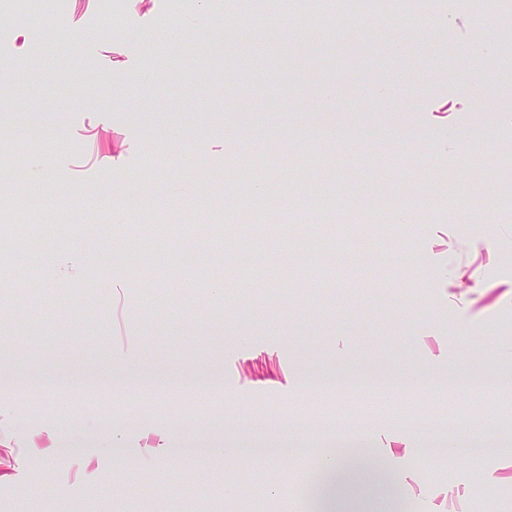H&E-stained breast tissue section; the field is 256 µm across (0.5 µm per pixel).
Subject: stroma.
Returning <instances> with one entry per match:
<instances>
[{
  "instance_id": "stroma-1",
  "label": "stroma",
  "mask_w": 512,
  "mask_h": 512,
  "mask_svg": "<svg viewBox=\"0 0 512 512\" xmlns=\"http://www.w3.org/2000/svg\"><path fill=\"white\" fill-rule=\"evenodd\" d=\"M225 3L0 12V512H249L244 474L283 482L293 458L246 449L300 438L313 463L327 435L398 483L342 512H437L448 488L512 512V36L476 0H410L390 30L295 14L231 41ZM134 182L153 210L105 221ZM246 202L262 229L180 230ZM355 203L382 221L351 225ZM284 206L286 276L242 273L284 242L266 233ZM344 372L361 392L317 380ZM451 411L492 417L482 454L424 452Z\"/></svg>"
}]
</instances>
